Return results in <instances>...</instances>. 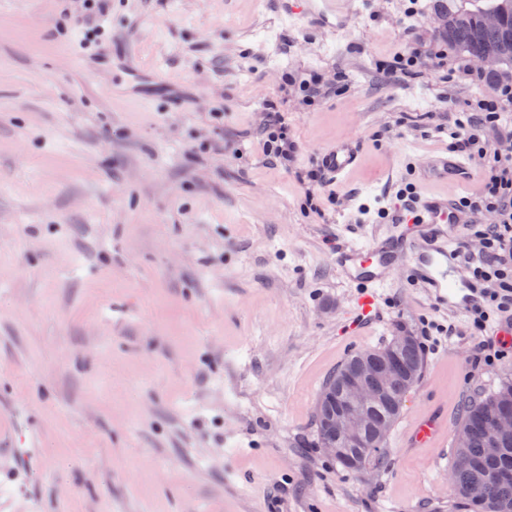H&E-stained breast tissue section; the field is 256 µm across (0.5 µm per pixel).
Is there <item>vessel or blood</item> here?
<instances>
[{"label": "vessel or blood", "instance_id": "obj_1", "mask_svg": "<svg viewBox=\"0 0 512 512\" xmlns=\"http://www.w3.org/2000/svg\"><path fill=\"white\" fill-rule=\"evenodd\" d=\"M356 142L337 143L319 155L320 165L332 176L348 174L359 162ZM439 177L447 179L453 193L424 191L416 196L411 210L398 212L402 224L400 235H379L362 248L340 246L336 264L343 277L359 290L357 309L360 315L372 313L376 307V290L388 279L393 266L404 264L425 279L436 297L453 308L473 306L479 296L470 283L454 274L455 253L452 240L435 228L444 218L466 223V216L456 206L455 194L475 179L476 170L463 155L449 153L433 159L421 172L422 181ZM443 435V426L436 413L428 412L413 420L406 430L410 443L417 448H432Z\"/></svg>", "mask_w": 512, "mask_h": 512}]
</instances>
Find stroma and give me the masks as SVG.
Masks as SVG:
<instances>
[{"label":"stroma","instance_id":"1","mask_svg":"<svg viewBox=\"0 0 512 512\" xmlns=\"http://www.w3.org/2000/svg\"><path fill=\"white\" fill-rule=\"evenodd\" d=\"M288 3L0 0V512H458L454 433L512 333L402 268L359 317L333 248L398 233L494 90L437 39L438 0H344L333 25ZM312 75L336 91L310 105ZM272 108L286 165L255 146ZM349 139L358 166L308 181ZM403 329L425 369L385 465L345 469L321 385ZM434 404L440 445L404 447Z\"/></svg>","mask_w":512,"mask_h":512}]
</instances>
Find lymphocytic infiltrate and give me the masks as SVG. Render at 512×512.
I'll return each instance as SVG.
<instances>
[{"instance_id": "obj_1", "label": "lymphocytic infiltrate", "mask_w": 512, "mask_h": 512, "mask_svg": "<svg viewBox=\"0 0 512 512\" xmlns=\"http://www.w3.org/2000/svg\"><path fill=\"white\" fill-rule=\"evenodd\" d=\"M499 117L496 104L488 103L479 111L459 113L451 131L454 148L470 152L487 168L481 191L466 198L465 207L490 209L499 216L498 223L480 230L481 253L468 260L473 278L485 286L484 305L470 312L478 330L485 327L490 311L512 314V160L490 151L482 139L484 130L496 125Z\"/></svg>"}]
</instances>
